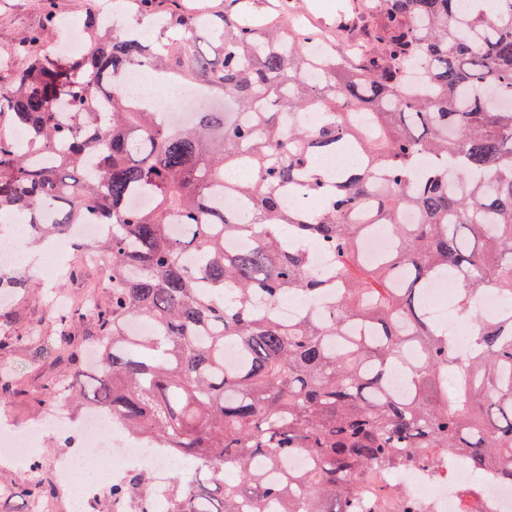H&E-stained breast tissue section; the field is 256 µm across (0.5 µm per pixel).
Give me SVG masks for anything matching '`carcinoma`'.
<instances>
[{"instance_id":"obj_1","label":"carcinoma","mask_w":512,"mask_h":512,"mask_svg":"<svg viewBox=\"0 0 512 512\" xmlns=\"http://www.w3.org/2000/svg\"><path fill=\"white\" fill-rule=\"evenodd\" d=\"M154 2L135 0L136 24L113 30L89 9L83 53L33 54L0 81V122L30 135L24 148L0 139V214L22 213L34 235L107 229L90 245L112 281L97 367L82 363L71 311L55 312L68 385L44 387L40 404L64 391L194 460L173 473L167 512H385L393 476L450 456L512 484V0H375L364 37L323 60L308 45L325 32L288 21L286 0L259 25L233 11L241 0L219 15L182 0L159 15ZM153 19L168 29L155 42L140 32ZM201 30L220 55L199 47ZM134 66L233 100L241 117L206 110L175 129L123 94ZM310 108L317 128H283ZM241 166L248 178L226 184ZM228 189L246 218L224 208ZM290 191L322 205L289 208ZM382 224L394 249L371 263L360 240ZM241 238L253 246L236 249ZM311 241L334 255L321 277ZM439 281L457 284L452 306L473 320L464 362L425 306ZM33 285L0 270V288ZM329 288L340 295L324 316L269 312ZM483 290L507 306L475 311ZM134 319L152 333L129 335ZM401 365L411 381L397 397ZM298 452L311 468L278 476ZM374 467L390 482L364 511L356 479ZM149 482L134 472L110 494L136 502Z\"/></svg>"}]
</instances>
